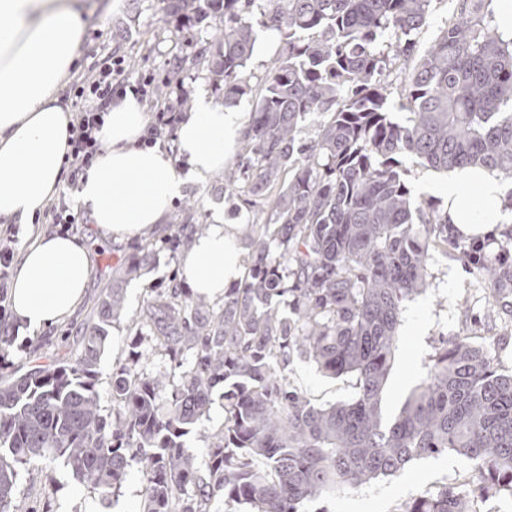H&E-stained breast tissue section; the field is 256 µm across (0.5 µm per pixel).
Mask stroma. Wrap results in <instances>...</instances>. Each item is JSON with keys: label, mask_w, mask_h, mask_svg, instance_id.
I'll use <instances>...</instances> for the list:
<instances>
[{"label": "stroma", "mask_w": 512, "mask_h": 512, "mask_svg": "<svg viewBox=\"0 0 512 512\" xmlns=\"http://www.w3.org/2000/svg\"><path fill=\"white\" fill-rule=\"evenodd\" d=\"M92 10L79 47V57L70 83H79L91 67L109 64L113 57L130 61L125 72L129 82L144 77L162 79L168 70L182 67L184 81L178 95L197 100L207 95L222 102L223 94L211 81L205 59L198 51L210 41L213 30L206 24L185 26L178 19H164L161 0H85ZM405 179L414 197L443 206L441 184L445 174L425 168L412 156L400 158ZM224 213L228 224L262 220L264 214L240 198L224 194L215 178L188 181L176 199L166 224L156 237L172 236L178 223H210L214 210ZM73 236L92 247V273L84 298L75 313L47 328L32 331L11 312H0V329L13 341L7 362L11 370L26 372L71 357L92 317L100 295L112 282L113 266L125 263L137 240H115L102 236L94 224L74 225ZM425 292L405 301L398 330L399 348L383 399L385 416L398 411L411 388L425 374V365L438 337H469L491 346L501 369L512 370V295L496 300L477 269L458 251L436 253L429 267ZM179 255L163 250L154 263L139 270L128 282L125 314L109 330V343L101 358L97 391L103 413L112 411V374L125 364L135 334L132 321L157 289L183 283ZM293 383L313 403L347 401L354 395L350 378H330L319 373L307 359L292 365ZM470 468L464 458L445 454L418 461L403 472L305 504V512H403L413 499L444 484L457 482ZM145 490L139 462H132L128 477L117 496H105L80 484L62 463L35 461L22 470L17 497L34 512H138Z\"/></svg>", "instance_id": "35a3bbf8"}]
</instances>
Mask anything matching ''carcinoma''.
<instances>
[{
  "mask_svg": "<svg viewBox=\"0 0 512 512\" xmlns=\"http://www.w3.org/2000/svg\"><path fill=\"white\" fill-rule=\"evenodd\" d=\"M166 17L212 22L206 51L224 105L246 93L240 74L255 26L286 38L242 134L243 156L217 181L267 219L242 229L250 261L216 309L174 284L146 301L136 325L153 327L175 362L170 383L139 373L140 354L112 375L115 415L101 414L98 366L124 284L156 257L153 243L112 270L96 319L73 358L0 382V512H19L20 473L61 462L84 486L112 495L139 458V512H212L222 498L253 512H304L306 502L394 476L454 452L469 475L412 500L403 512H495L512 495V371L488 345L441 338L426 374L387 421L382 399L398 350L403 303L426 290L432 251L459 246L448 215L413 199L398 156L454 173L474 167L512 178V29L494 0H459L414 64L415 35L432 0H161ZM404 60L410 117L394 119L380 76ZM324 116L317 138L300 132ZM179 224L161 242L205 231ZM491 287L512 284V251L471 261ZM298 356L354 381L349 401L316 405L289 381ZM223 389L224 424L204 466L185 437Z\"/></svg>",
  "mask_w": 512,
  "mask_h": 512,
  "instance_id": "cac0c4a2",
  "label": "carcinoma"
}]
</instances>
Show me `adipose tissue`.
Segmentation results:
<instances>
[{"label": "adipose tissue", "mask_w": 512, "mask_h": 512, "mask_svg": "<svg viewBox=\"0 0 512 512\" xmlns=\"http://www.w3.org/2000/svg\"><path fill=\"white\" fill-rule=\"evenodd\" d=\"M88 22L77 0H0V222L31 224L62 183L72 110L61 96ZM242 116L199 96L176 130L179 161L144 147L146 116L127 96L108 109L102 147L74 195L107 237L150 235L167 221L185 179L205 181L223 169L241 135ZM507 186L489 171L449 176L443 186L451 224L467 236L493 232ZM476 194L483 216L467 200ZM241 228L215 212L181 258L190 288L219 299L243 275ZM91 276V248L71 236L35 234L10 288L11 310L33 330L69 316Z\"/></svg>", "instance_id": "adipose-tissue-1"}]
</instances>
